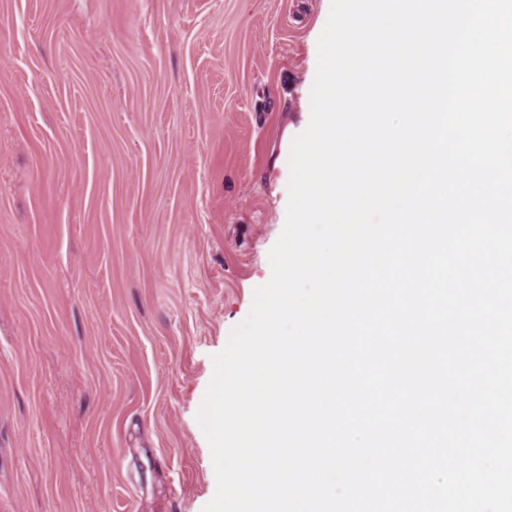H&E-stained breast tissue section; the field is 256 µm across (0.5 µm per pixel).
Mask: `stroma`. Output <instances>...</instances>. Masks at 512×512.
Segmentation results:
<instances>
[{
    "label": "stroma",
    "mask_w": 512,
    "mask_h": 512,
    "mask_svg": "<svg viewBox=\"0 0 512 512\" xmlns=\"http://www.w3.org/2000/svg\"><path fill=\"white\" fill-rule=\"evenodd\" d=\"M329 0H0V512H203Z\"/></svg>",
    "instance_id": "1"
}]
</instances>
